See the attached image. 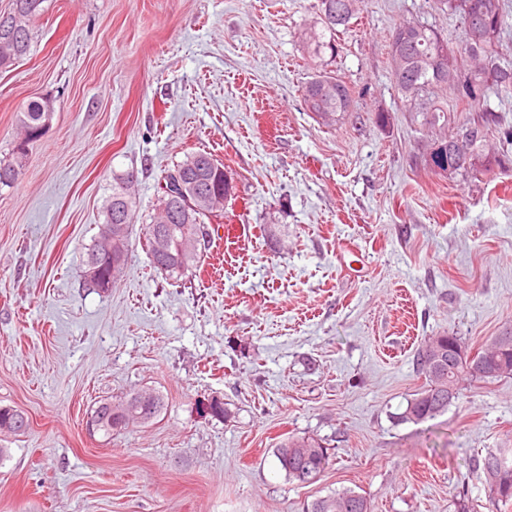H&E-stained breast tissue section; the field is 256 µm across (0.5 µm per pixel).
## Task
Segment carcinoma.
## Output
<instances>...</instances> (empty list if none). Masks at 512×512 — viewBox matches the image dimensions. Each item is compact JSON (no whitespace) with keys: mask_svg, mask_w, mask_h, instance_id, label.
<instances>
[{"mask_svg":"<svg viewBox=\"0 0 512 512\" xmlns=\"http://www.w3.org/2000/svg\"><path fill=\"white\" fill-rule=\"evenodd\" d=\"M44 0H13V8L26 18L20 29H12L0 22V68L12 66L29 51L31 25L40 14ZM361 0H319L317 18L306 29L304 44L310 57L324 60L328 56L336 59L340 52L338 33L348 28L351 20L360 11ZM440 9L454 17L464 29L465 39L460 45L451 46L432 26L413 21L411 25L400 24L392 31V38L400 42V63L391 67L393 81L400 95L404 111L408 112L410 123L419 131L432 134L436 130L448 131L451 114L448 102L439 97L441 93H452L456 109L468 113L456 127L476 126L469 140L468 157L455 161L453 172H448V159H424V164L433 172L453 178L473 180L490 171V156L486 152V140L491 127L498 125L495 109L489 103L490 94L512 91V48L505 47L500 37L488 35L492 20L504 22L503 0H474L469 13H463L455 0H437ZM444 54L448 71L457 67L467 69V78L458 86L442 85L440 73L433 63L439 54ZM482 60L494 63L491 71L480 64ZM304 101L309 111L322 120H332L349 111L351 89L341 77L322 71L315 75L304 88ZM51 108L48 102H29L22 106L17 121L26 132L45 127ZM26 143L15 146L13 159L0 161V185H12L19 180ZM223 164L205 151L192 153L177 164L174 172L191 173L200 176V193L209 191V186L223 181ZM137 175L127 172L112 184V197L106 207V223L129 226L132 219L133 198L131 185ZM177 204L189 219L177 224L162 223L163 212ZM162 214L146 226L145 247L150 258H155L150 236L163 235L170 253L178 255L185 241L192 239L204 219L223 211L217 205L193 210L179 198L171 201L163 196ZM104 275H117L119 269L110 267L105 253V243L100 240L87 254L84 279H89L94 270ZM461 346L459 337L448 334L433 336L418 351L416 365L426 377V385L407 400L405 409L396 414L401 424L418 425L448 411V390L459 394L461 383L468 377L475 379L512 378V340L504 343L494 337L490 344L475 353V360L488 365V370L472 368L467 359L460 356L448 358V347ZM151 409L143 408L125 398L112 404V415L103 414L98 418L96 432L109 438L118 431L116 422H123L122 428L131 425L149 424L156 420L165 409V401L158 393H147ZM29 427L24 412L11 407H0V432L19 434ZM277 466L284 471L288 481L300 485L312 484L327 469L331 461L330 448L325 440L312 436H289L283 439L273 451ZM484 483L493 500L507 503L512 500V448H505L488 455L483 462ZM307 512H369L367 500L361 494L349 489L332 493L313 500L307 505Z\"/></svg>","mask_w":512,"mask_h":512,"instance_id":"1","label":"carcinoma"}]
</instances>
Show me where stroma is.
<instances>
[{"instance_id": "obj_1", "label": "stroma", "mask_w": 512, "mask_h": 512, "mask_svg": "<svg viewBox=\"0 0 512 512\" xmlns=\"http://www.w3.org/2000/svg\"><path fill=\"white\" fill-rule=\"evenodd\" d=\"M317 0H45L27 56L0 70V159L33 100L53 112L0 188V512H302L343 489L370 512H512L479 478L512 448V379L465 383L420 425L394 416L424 385L429 337L474 353L512 326V146L465 183L430 171L394 86L390 34L409 18L458 45L427 0H364L331 63L347 116L309 112L323 64L299 33ZM385 111L386 123L376 120ZM206 151L235 194L208 219L203 265L171 283L144 246L164 176ZM135 171L129 259L111 291L84 284L114 179ZM248 228L244 242L223 225ZM143 389L148 425L89 435L97 401ZM217 397L224 421L199 413ZM333 450L286 480L285 435ZM29 427V419L24 412L11 407H0V432L24 433Z\"/></svg>"}]
</instances>
